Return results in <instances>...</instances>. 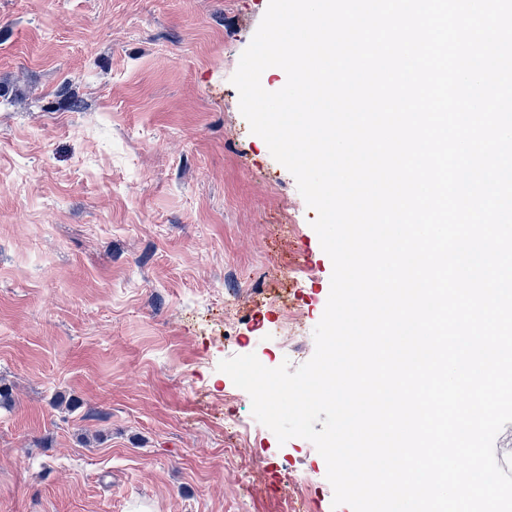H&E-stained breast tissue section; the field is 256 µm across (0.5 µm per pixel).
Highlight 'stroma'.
Instances as JSON below:
<instances>
[{
  "label": "stroma",
  "mask_w": 512,
  "mask_h": 512,
  "mask_svg": "<svg viewBox=\"0 0 512 512\" xmlns=\"http://www.w3.org/2000/svg\"><path fill=\"white\" fill-rule=\"evenodd\" d=\"M268 2L0 0V512H351L310 441L224 433L219 362L279 366L333 270L231 82Z\"/></svg>",
  "instance_id": "stroma-1"
}]
</instances>
